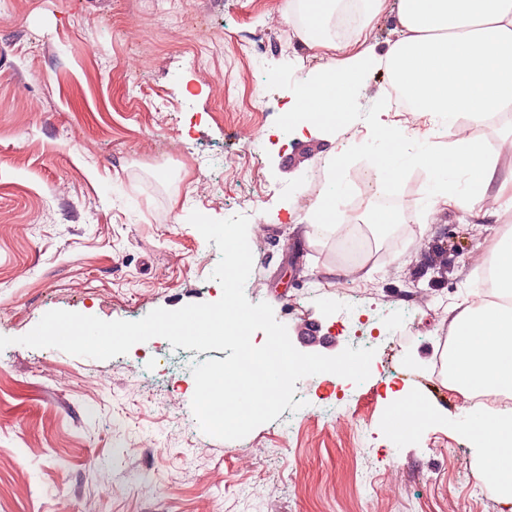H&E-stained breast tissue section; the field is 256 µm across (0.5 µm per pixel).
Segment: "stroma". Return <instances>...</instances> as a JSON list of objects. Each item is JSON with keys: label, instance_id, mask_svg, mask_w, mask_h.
I'll list each match as a JSON object with an SVG mask.
<instances>
[{"label": "stroma", "instance_id": "35a3bbf8", "mask_svg": "<svg viewBox=\"0 0 512 512\" xmlns=\"http://www.w3.org/2000/svg\"><path fill=\"white\" fill-rule=\"evenodd\" d=\"M288 2L0 0V336L14 340L0 351V512H84L90 501L97 512H499L491 495L471 493L480 480L473 442L455 429L458 395L431 373L449 302L483 286L496 223L452 209L420 227L458 252L442 276L391 229L374 240L361 310L338 323L328 272L336 237L308 240L307 217L333 175L323 152L339 137L354 144L341 209L356 199L370 109L390 76L366 72L347 123L307 130L319 151L292 164L285 106L320 60L287 23L269 27ZM129 16L151 33L147 46L124 33ZM257 40L256 61L247 48ZM224 75L230 88L217 83ZM249 124L266 132L257 159L225 165ZM165 143L191 160L153 162ZM242 207L265 226L247 299L270 304L304 353V317L330 338L325 356L372 337L370 376L338 406L368 424L370 448L355 447L352 425L326 418L332 376L298 381L318 391L296 425L287 409L223 440L184 432L175 415L191 411V364L227 351L155 337L96 360L17 344L52 310L135 321L218 301L220 252L188 217ZM397 390L435 411L403 440L387 424Z\"/></svg>", "mask_w": 512, "mask_h": 512}]
</instances>
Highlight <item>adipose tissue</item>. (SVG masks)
Here are the masks:
<instances>
[{
	"instance_id": "ef3b65f1",
	"label": "adipose tissue",
	"mask_w": 512,
	"mask_h": 512,
	"mask_svg": "<svg viewBox=\"0 0 512 512\" xmlns=\"http://www.w3.org/2000/svg\"><path fill=\"white\" fill-rule=\"evenodd\" d=\"M343 4L291 0L286 19L322 62L292 94L287 124L342 125L366 71L385 69L419 121L393 119L388 102L374 109L380 174L399 176L409 164L427 172V222L451 209L495 219L512 211V174L499 175L486 144L470 136L435 141L446 130L512 112V0H362L364 21L388 10L394 16L396 38L380 57L365 48L362 34H329L327 23ZM486 263L497 298L449 304L455 342L445 373L449 390L466 402L456 428L474 441L477 474L501 512H512V408L497 404L512 398V225L497 229Z\"/></svg>"
}]
</instances>
